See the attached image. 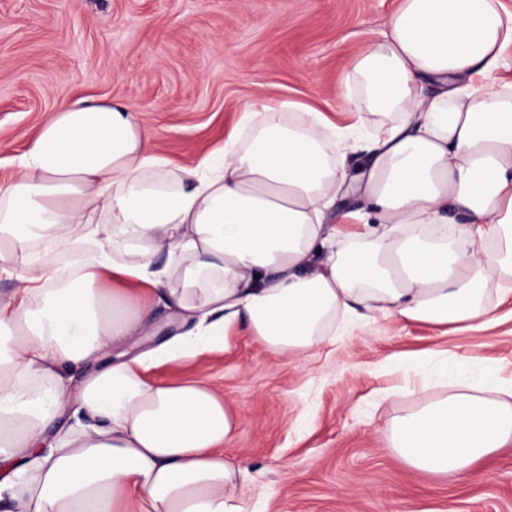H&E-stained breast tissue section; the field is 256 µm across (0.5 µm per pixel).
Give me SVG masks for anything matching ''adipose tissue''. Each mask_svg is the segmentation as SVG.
<instances>
[{
	"instance_id": "obj_1",
	"label": "adipose tissue",
	"mask_w": 512,
	"mask_h": 512,
	"mask_svg": "<svg viewBox=\"0 0 512 512\" xmlns=\"http://www.w3.org/2000/svg\"><path fill=\"white\" fill-rule=\"evenodd\" d=\"M511 45L500 0H402L342 79L372 126L251 104L192 167L169 168L123 101L55 111L0 184V276L18 282L0 296V512H252L224 455L239 415L152 368L242 329L303 355L340 315L488 316L489 283L512 277V83L492 79ZM43 239L70 276L34 258ZM389 439L418 469L468 473L512 443V376L452 374Z\"/></svg>"
}]
</instances>
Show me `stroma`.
Returning a JSON list of instances; mask_svg holds the SVG:
<instances>
[{
    "label": "stroma",
    "instance_id": "35a3bbf8",
    "mask_svg": "<svg viewBox=\"0 0 512 512\" xmlns=\"http://www.w3.org/2000/svg\"><path fill=\"white\" fill-rule=\"evenodd\" d=\"M401 0H0V184L60 106L122 100L176 167L220 148L244 105L290 100L340 127L356 53ZM489 321L337 322L302 357L247 332L221 351L154 368L207 380L243 423L226 455L249 470L259 512H512V445L461 477L412 468L385 432L444 392L437 353L478 374L512 373V295Z\"/></svg>",
    "mask_w": 512,
    "mask_h": 512
}]
</instances>
